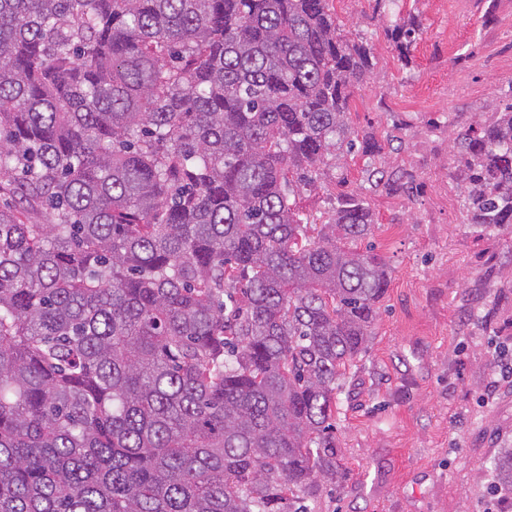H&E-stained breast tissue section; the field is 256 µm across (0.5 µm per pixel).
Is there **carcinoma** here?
Listing matches in <instances>:
<instances>
[{
	"label": "carcinoma",
	"instance_id": "1",
	"mask_svg": "<svg viewBox=\"0 0 512 512\" xmlns=\"http://www.w3.org/2000/svg\"><path fill=\"white\" fill-rule=\"evenodd\" d=\"M327 0H0V512H308L389 267L367 194L313 217L373 67ZM402 59L421 33L396 19ZM512 225V102L457 137ZM495 484L512 488V448Z\"/></svg>",
	"mask_w": 512,
	"mask_h": 512
}]
</instances>
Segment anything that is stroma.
I'll use <instances>...</instances> for the list:
<instances>
[{
	"label": "stroma",
	"instance_id": "35a3bbf8",
	"mask_svg": "<svg viewBox=\"0 0 512 512\" xmlns=\"http://www.w3.org/2000/svg\"><path fill=\"white\" fill-rule=\"evenodd\" d=\"M374 67L349 103L378 162L414 174L412 195L369 193L370 243L391 274L371 343L347 369L336 440L346 481L309 512H484L495 457L512 448V231L465 219L453 145L512 96V0H400L422 35L400 60L376 0H328ZM363 157L324 168L296 206L323 209L366 184Z\"/></svg>",
	"mask_w": 512,
	"mask_h": 512
}]
</instances>
